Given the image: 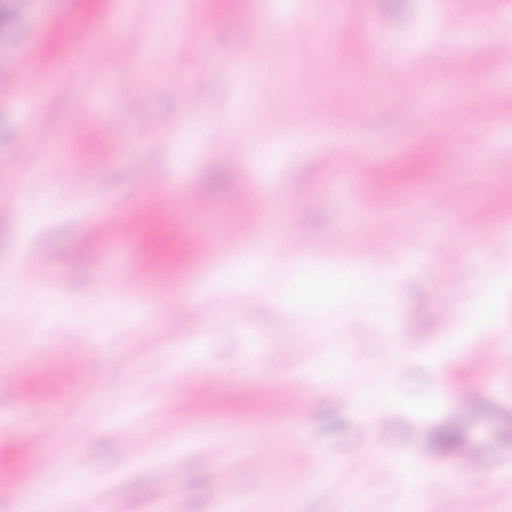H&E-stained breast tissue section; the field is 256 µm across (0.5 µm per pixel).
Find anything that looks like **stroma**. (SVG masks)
<instances>
[{
	"label": "stroma",
	"instance_id": "stroma-1",
	"mask_svg": "<svg viewBox=\"0 0 512 512\" xmlns=\"http://www.w3.org/2000/svg\"><path fill=\"white\" fill-rule=\"evenodd\" d=\"M70 12L68 28L55 26ZM482 11L469 0V13ZM332 16L336 0H183L177 22L161 0H0V82L19 85L0 106V180L5 162L26 157L22 208L0 203V263L14 287L0 291V357L15 370L0 377V512H18L26 489L60 491L58 512H395L404 474L430 457L422 512H512V356L491 371L471 352L512 337V55L498 39L512 29V0L496 18L457 32L468 15L457 0H348L321 66L314 13ZM139 22L143 46L124 27ZM253 42L248 60L237 54ZM41 56L38 74L25 69ZM208 79L195 85V70ZM139 84L128 105L126 83ZM491 93V120L471 108ZM365 112L362 126L351 123ZM244 113L237 151H226L224 117ZM203 124L193 138L184 129ZM448 130V147L430 141ZM269 186L260 219L239 238L301 239L309 253L288 260L263 252L247 275L229 273L220 251L195 252L196 237L223 241L236 190ZM470 186L458 197V185ZM177 187L167 208L156 193ZM201 196L205 211L190 200ZM452 198L448 207L440 198ZM139 220L124 238L102 241L95 227L129 212ZM501 242L495 263L499 309L459 328L437 308L475 307V277L488 265L487 234ZM391 240L392 253L364 258L362 236ZM335 243L333 252L319 248ZM436 248L452 279L431 277L417 244ZM95 262L70 265L77 253ZM31 252L52 258L41 285L27 282ZM147 258L132 288L112 287L115 271ZM336 283L322 310L293 286L304 260ZM204 288L211 311L180 304L184 288ZM260 296L247 306V294ZM380 297L386 313L372 309ZM407 337L409 356L394 364L390 332ZM307 346L299 360V346ZM184 351L181 372L157 371L155 358ZM234 384L197 397L191 382L214 371ZM391 393L367 432L365 405L353 401L381 381ZM267 394L254 399L247 385ZM307 398L293 414L286 392ZM441 396L418 418L413 405ZM192 418H181L184 406ZM133 430L145 451L134 455ZM441 430L458 445L430 446ZM390 449L393 459L382 458ZM491 465L478 490L449 498L466 457ZM303 482L290 481L292 471ZM230 473L228 488L218 479Z\"/></svg>",
	"mask_w": 512,
	"mask_h": 512
}]
</instances>
